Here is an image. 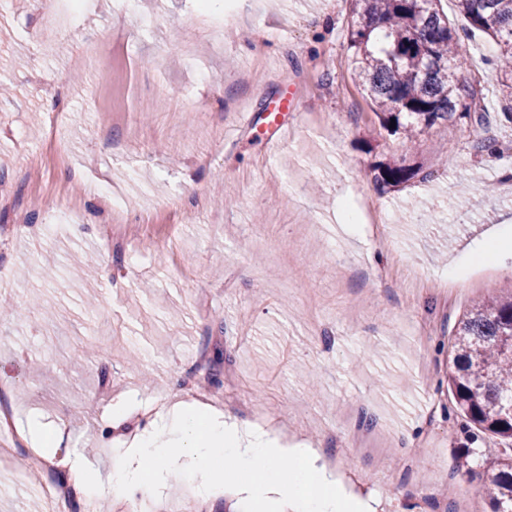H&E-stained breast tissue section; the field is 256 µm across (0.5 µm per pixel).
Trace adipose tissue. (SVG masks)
Here are the masks:
<instances>
[{
	"label": "adipose tissue",
	"instance_id": "obj_1",
	"mask_svg": "<svg viewBox=\"0 0 512 512\" xmlns=\"http://www.w3.org/2000/svg\"><path fill=\"white\" fill-rule=\"evenodd\" d=\"M189 458L210 474L209 494L220 483H239L243 512H373L370 501L345 493L311 448H286L277 437L228 425L222 413L202 405H178L162 426L147 431L136 457L114 449L107 470L94 468L80 456L59 462L60 469L83 492L103 498L113 490L152 493L176 480L178 462ZM291 460L283 470V460Z\"/></svg>",
	"mask_w": 512,
	"mask_h": 512
}]
</instances>
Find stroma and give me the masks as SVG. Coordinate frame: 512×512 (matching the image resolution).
<instances>
[{
    "label": "stroma",
    "mask_w": 512,
    "mask_h": 512,
    "mask_svg": "<svg viewBox=\"0 0 512 512\" xmlns=\"http://www.w3.org/2000/svg\"><path fill=\"white\" fill-rule=\"evenodd\" d=\"M223 2L85 0L46 34L40 0H0V296L15 305L0 315V388L19 424L67 411L62 453L103 464L176 403L173 380L191 381L194 401L334 457L337 482L383 512H448L450 498L422 508L415 493L444 479L488 512L483 462L501 446L456 419L448 345L475 301L512 296V249L474 263L490 235L512 239L497 44L464 41L485 122L436 125L408 151L352 78V0ZM44 77L66 82L61 169L27 164L46 149ZM285 96L270 149L265 115ZM380 161L429 178L381 189ZM53 182L80 199L77 223L24 207ZM117 209L138 238L106 249ZM217 356L211 386L199 367ZM12 453L0 512H73L42 493L26 445ZM179 467L163 493L113 494L107 512H228L224 497L184 498L201 472Z\"/></svg>",
    "instance_id": "1"
}]
</instances>
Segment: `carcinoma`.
I'll return each mask as SVG.
<instances>
[{
    "mask_svg": "<svg viewBox=\"0 0 512 512\" xmlns=\"http://www.w3.org/2000/svg\"><path fill=\"white\" fill-rule=\"evenodd\" d=\"M350 63L380 126L405 142L443 121L481 123L478 90L462 77V39L442 0H352ZM472 29L496 39V66L512 89V0H456ZM395 128H390V122ZM418 174L384 163L376 182L397 187ZM448 389L465 427L512 443V298L475 304L456 324ZM490 512H512V453L485 467Z\"/></svg>",
    "mask_w": 512,
    "mask_h": 512,
    "instance_id": "carcinoma-1",
    "label": "carcinoma"
}]
</instances>
